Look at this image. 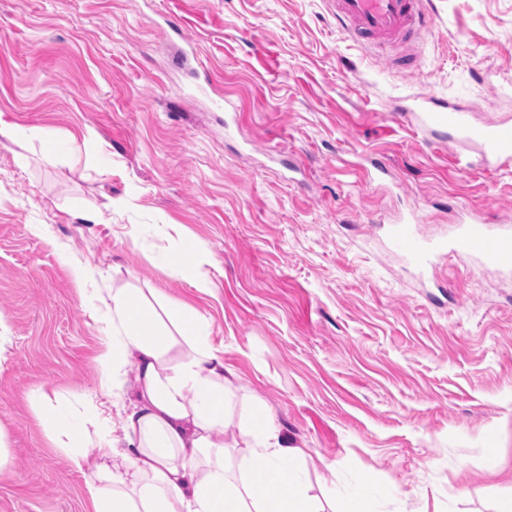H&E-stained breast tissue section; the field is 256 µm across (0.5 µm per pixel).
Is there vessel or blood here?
<instances>
[{
  "instance_id": "obj_1",
  "label": "vessel or blood",
  "mask_w": 512,
  "mask_h": 512,
  "mask_svg": "<svg viewBox=\"0 0 512 512\" xmlns=\"http://www.w3.org/2000/svg\"><path fill=\"white\" fill-rule=\"evenodd\" d=\"M333 17L351 39L371 45L417 37L433 18L423 0H329ZM397 119L426 136H456L478 145L487 166L512 162V122L472 123L468 111L447 99L422 94L398 107ZM419 218L409 214L387 227L385 248L408 265L425 271L455 256L500 272L512 271V225L473 214L458 220L451 236L420 237Z\"/></svg>"
}]
</instances>
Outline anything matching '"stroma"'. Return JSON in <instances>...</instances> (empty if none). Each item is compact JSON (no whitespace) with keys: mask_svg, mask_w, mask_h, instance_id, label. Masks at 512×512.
<instances>
[{"mask_svg":"<svg viewBox=\"0 0 512 512\" xmlns=\"http://www.w3.org/2000/svg\"><path fill=\"white\" fill-rule=\"evenodd\" d=\"M426 6L404 72L327 0H0V122L41 132L0 136V512H87L31 396L78 416L130 403L134 367L105 394L95 363L116 288L209 320L237 465L269 412L325 512L355 490L375 512L512 501V273L450 257L422 274L384 247L412 209L427 236L485 208L512 220V167L392 114L431 93L512 121V0ZM372 158L389 173L369 184Z\"/></svg>","mask_w":512,"mask_h":512,"instance_id":"obj_1","label":"stroma"}]
</instances>
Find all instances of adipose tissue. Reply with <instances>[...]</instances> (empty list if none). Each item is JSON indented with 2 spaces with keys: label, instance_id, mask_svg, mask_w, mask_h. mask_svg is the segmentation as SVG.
<instances>
[{
  "label": "adipose tissue",
  "instance_id": "1",
  "mask_svg": "<svg viewBox=\"0 0 512 512\" xmlns=\"http://www.w3.org/2000/svg\"><path fill=\"white\" fill-rule=\"evenodd\" d=\"M170 320L178 332L167 331L135 292L113 291L100 385L110 388L131 364L139 385L118 412L121 437L102 435L95 457L76 444L83 420L61 407L41 412L44 430L84 476L92 512H322L302 487V450L271 419L254 431L246 472L227 467L224 352L211 344L205 316ZM259 470L274 477L276 493H256Z\"/></svg>",
  "mask_w": 512,
  "mask_h": 512
}]
</instances>
